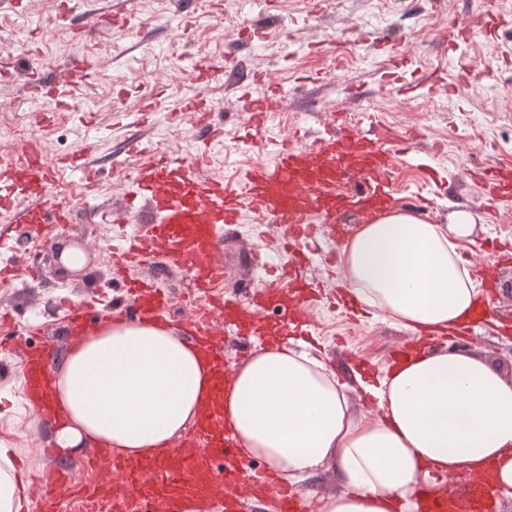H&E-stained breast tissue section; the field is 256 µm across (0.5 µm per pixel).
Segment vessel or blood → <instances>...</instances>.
<instances>
[{
    "mask_svg": "<svg viewBox=\"0 0 512 512\" xmlns=\"http://www.w3.org/2000/svg\"><path fill=\"white\" fill-rule=\"evenodd\" d=\"M284 102V95L274 91L246 100L245 109L260 128L266 115L281 111ZM274 148L273 164L252 166L237 184L201 178L202 158L182 161L159 149L154 150L152 163L138 170V193L155 215L153 238L200 291L223 280L224 269L216 261L221 231L224 225L237 223L241 210L260 212L290 240L314 237L323 227L336 234L343 231L349 213L366 215L387 205L390 153L405 150L406 145L385 127L368 137L344 126L323 137L313 151L302 149L292 138L275 142ZM95 149V141L84 138L75 167L81 180L90 185L98 181L96 169L87 161ZM25 167L30 204L16 206L15 176L4 166L0 168V209L12 212L21 223H69V208L47 199L51 173L39 146L28 148ZM481 177L490 203L512 198L511 168L493 167ZM140 240V232L123 233L113 252L127 262H137ZM303 266L298 258L287 265H259L251 305L221 299L212 314L201 315L186 326V338L202 350L212 372L210 399L193 434L158 459H118L106 446H98L87 465L103 470L101 481L83 483L76 481L71 471H57L45 483L42 512H61L70 500L80 501L86 512H184L183 504L190 499L203 510L220 499L224 512H242L246 498L260 502L268 496L274 498L278 512H304L303 497L270 474L250 469L224 429L222 402L227 377L224 353L211 323L216 315L225 332L256 336L266 324V310L273 308L279 313L277 326L282 335L304 334L310 315L303 298L308 287ZM131 292L136 319H164L161 289L138 284ZM51 355L47 346L27 355L29 389L44 398L52 381ZM420 512H493L491 493L468 477L445 493L424 488Z\"/></svg>",
    "mask_w": 512,
    "mask_h": 512,
    "instance_id": "obj_1",
    "label": "vessel or blood"
}]
</instances>
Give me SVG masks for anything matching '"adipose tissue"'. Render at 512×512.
Returning <instances> with one entry per match:
<instances>
[{"mask_svg": "<svg viewBox=\"0 0 512 512\" xmlns=\"http://www.w3.org/2000/svg\"><path fill=\"white\" fill-rule=\"evenodd\" d=\"M476 219L433 224L412 209L378 212L342 244L351 294L418 334H446L478 293L459 252ZM210 373L168 323L113 320L73 343L54 371V446L100 442L131 460L160 457L196 423ZM380 410L355 411L320 349L266 343L233 365L224 418L241 452L295 484L334 470L339 492L316 512H416L414 491L467 471L512 504V380L460 350L407 358L366 385ZM15 450L0 441V512H27Z\"/></svg>", "mask_w": 512, "mask_h": 512, "instance_id": "adipose-tissue-1", "label": "adipose tissue"}]
</instances>
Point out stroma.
<instances>
[{
	"label": "stroma",
	"mask_w": 512,
	"mask_h": 512,
	"mask_svg": "<svg viewBox=\"0 0 512 512\" xmlns=\"http://www.w3.org/2000/svg\"><path fill=\"white\" fill-rule=\"evenodd\" d=\"M355 25L362 37L348 35ZM20 35L28 37L30 52L11 57L0 74V117L25 116L53 174L51 198L78 194L77 174L60 161L78 153L85 131L98 138L94 164L102 176L92 210L72 206L73 227L91 229L92 258L76 271L58 269L47 255L63 225L16 224L0 210V233H10L13 245L0 251V268L36 270L28 288H0V312L13 317L11 327L0 330V440L22 450L19 478L28 488L29 512H38L39 485L60 464L85 481L95 474L83 466L84 451L62 458L48 447L51 428L17 384L24 369L17 340L52 346L63 357L71 343V307L96 303L91 325L100 327L129 308L133 279L151 280L168 293L166 319L173 326L201 306L190 277L155 246L128 268L101 250L124 224L143 227L153 219L148 206L126 207L142 162L129 153L131 143L186 160L207 151L202 176L234 182L249 166L273 162L270 139L293 133L313 150L339 115L365 135L377 124L415 131L418 139L395 168L392 207L410 208L423 197V215L434 224L447 223L449 204L471 210L477 223L459 252L473 266L493 261L494 245L512 242V232L502 229L512 223V205L489 209L468 176L476 166L512 165V140L499 134L512 126V9L503 0H77L62 20L50 0H0V41ZM204 54L215 66H229V75L200 83L194 62ZM75 55L88 64V76L66 108L27 96L28 78L59 77ZM35 56L45 58L46 67L33 65ZM274 89L285 94L282 111L270 113L263 129H252L244 97ZM147 98L160 109L144 119L139 106ZM199 99L212 105L222 141L206 143L191 111ZM475 126L483 140L472 139ZM340 247L321 235L306 248V274L322 293L310 308L315 344L347 378L355 376V359L380 376L389 351L414 334L371 309L352 322L330 304L336 278L323 259ZM282 254L275 225L243 210L239 224L222 232L224 294L248 300L257 261ZM495 297L494 322L437 339L435 347L469 351L512 378V336L497 325L512 319V296L499 290Z\"/></svg>",
	"instance_id": "stroma-1"
}]
</instances>
